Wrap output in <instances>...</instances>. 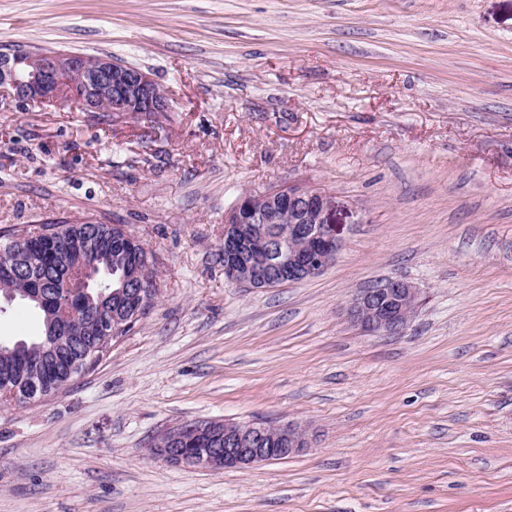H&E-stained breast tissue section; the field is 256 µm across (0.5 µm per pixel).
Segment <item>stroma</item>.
<instances>
[{
  "instance_id": "stroma-1",
  "label": "stroma",
  "mask_w": 512,
  "mask_h": 512,
  "mask_svg": "<svg viewBox=\"0 0 512 512\" xmlns=\"http://www.w3.org/2000/svg\"><path fill=\"white\" fill-rule=\"evenodd\" d=\"M109 56L168 91L158 123L0 96V236L121 224L144 319L58 394L0 406V512H512V0H0V52ZM316 189L319 275L224 277L246 190ZM415 285L408 327L344 307ZM208 419L295 422L246 469L150 446ZM420 305L410 282L389 278L353 296L345 307L348 322L369 334H396L412 321Z\"/></svg>"
}]
</instances>
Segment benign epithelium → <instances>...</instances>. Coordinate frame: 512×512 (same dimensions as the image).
<instances>
[{
	"label": "benign epithelium",
	"instance_id": "7a95c632",
	"mask_svg": "<svg viewBox=\"0 0 512 512\" xmlns=\"http://www.w3.org/2000/svg\"><path fill=\"white\" fill-rule=\"evenodd\" d=\"M0 93L26 105L63 100L80 112H138L151 122L171 111L167 93L149 73L108 56L73 52L0 55ZM284 207L288 208V247L274 249L258 225L281 223ZM334 209L332 197L315 189L285 187L241 195L224 215L225 279L260 289L273 280L284 284L319 274L339 250ZM64 233L65 226L60 224L38 235L18 234L14 240L22 250L34 247L53 256ZM123 240L131 246L130 260L118 259L120 287L112 295L139 308L144 304L137 288L143 244L126 230ZM67 250L77 257L68 296L70 310L77 314L85 310L98 267L85 241L72 239ZM419 305L417 288L403 279L389 278L353 296L345 315L364 333L396 334L412 321ZM161 436L168 438L170 447L153 449L156 456L174 466L212 470L249 468L293 455L308 444L305 430L289 422L272 431L261 422L186 421L167 428Z\"/></svg>",
	"mask_w": 512,
	"mask_h": 512
}]
</instances>
